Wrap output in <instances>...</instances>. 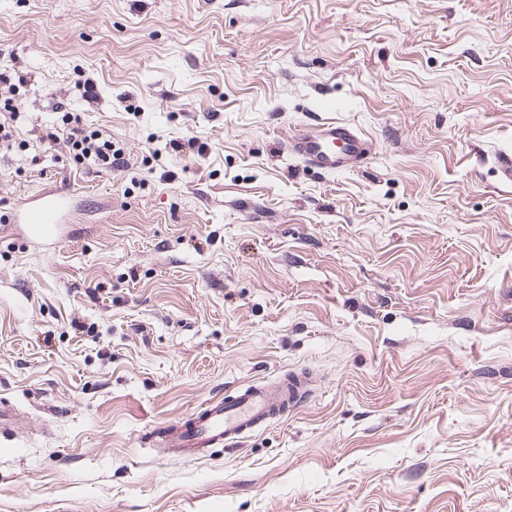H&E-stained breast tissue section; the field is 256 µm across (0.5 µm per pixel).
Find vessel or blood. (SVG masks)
Returning a JSON list of instances; mask_svg holds the SVG:
<instances>
[{
	"label": "vessel or blood",
	"mask_w": 512,
	"mask_h": 512,
	"mask_svg": "<svg viewBox=\"0 0 512 512\" xmlns=\"http://www.w3.org/2000/svg\"><path fill=\"white\" fill-rule=\"evenodd\" d=\"M288 152L323 172L356 171L372 156L371 143L353 127L336 121L313 132L298 134L287 143ZM75 188L65 184L41 192L14 214L20 235L29 243H60ZM309 377L290 372L287 380L256 382L227 395L206 399L158 435L169 451L194 455L205 448L229 446L257 431L285 412L301 406L310 396Z\"/></svg>",
	"instance_id": "1"
}]
</instances>
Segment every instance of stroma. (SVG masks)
<instances>
[{"mask_svg":"<svg viewBox=\"0 0 512 512\" xmlns=\"http://www.w3.org/2000/svg\"><path fill=\"white\" fill-rule=\"evenodd\" d=\"M0 69V512H512V0H0ZM66 112L128 167L42 142ZM331 119L365 168L285 151ZM63 182L62 241L13 235ZM304 370L240 444L156 448ZM24 82V76L17 72L11 73L7 70L0 71V110L8 112L9 121L7 118L0 121V142L6 144L8 147L16 140V126L14 118L16 113L19 112L14 93L16 88ZM308 376L292 371L288 380L256 382L224 396L210 397L160 431L157 442L186 456L239 443L271 420L301 406L312 392Z\"/></svg>","mask_w":512,"mask_h":512,"instance_id":"1","label":"stroma"}]
</instances>
